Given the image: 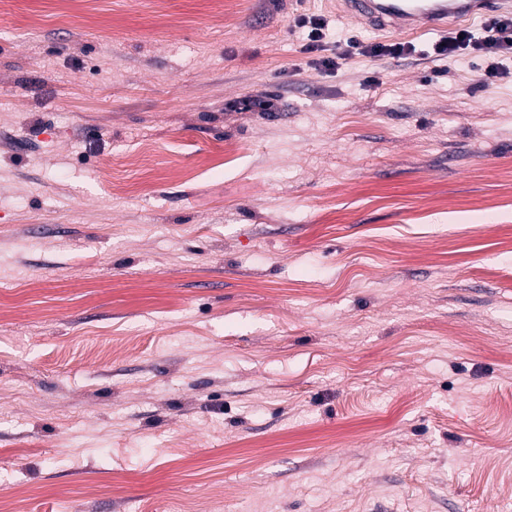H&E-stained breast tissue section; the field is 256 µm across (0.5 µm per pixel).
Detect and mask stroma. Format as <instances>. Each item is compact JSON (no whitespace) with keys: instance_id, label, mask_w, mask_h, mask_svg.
Segmentation results:
<instances>
[{"instance_id":"35a3bbf8","label":"stroma","mask_w":512,"mask_h":512,"mask_svg":"<svg viewBox=\"0 0 512 512\" xmlns=\"http://www.w3.org/2000/svg\"><path fill=\"white\" fill-rule=\"evenodd\" d=\"M336 9L0 0L12 512H512V56ZM295 23L298 27L307 29L306 43L302 46L304 52L313 53L326 50L323 40L326 38L324 31L327 24L323 19L299 17ZM347 45L352 48H359L361 46L362 53L374 57H402L415 52V46L412 45L411 42L373 43L363 46L357 40L352 38L348 41Z\"/></svg>"}]
</instances>
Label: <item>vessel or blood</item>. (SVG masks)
<instances>
[{"label":"vessel or blood","mask_w":512,"mask_h":512,"mask_svg":"<svg viewBox=\"0 0 512 512\" xmlns=\"http://www.w3.org/2000/svg\"><path fill=\"white\" fill-rule=\"evenodd\" d=\"M354 16L371 29L408 34L438 30L490 12L512 11V0H344Z\"/></svg>","instance_id":"vessel-or-blood-1"}]
</instances>
